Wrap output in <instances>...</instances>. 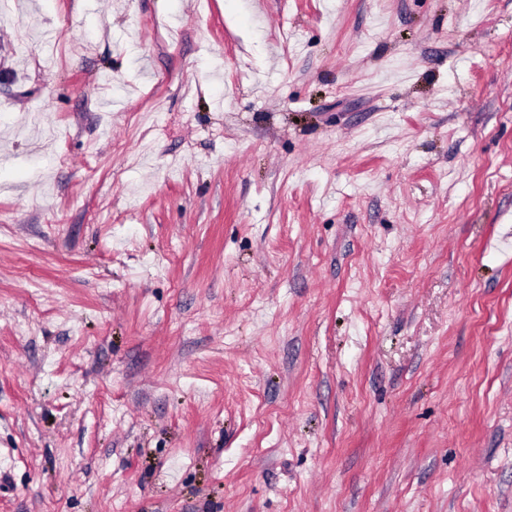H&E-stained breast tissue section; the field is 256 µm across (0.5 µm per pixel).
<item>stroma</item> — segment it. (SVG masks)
<instances>
[{
	"instance_id": "1",
	"label": "stroma",
	"mask_w": 512,
	"mask_h": 512,
	"mask_svg": "<svg viewBox=\"0 0 512 512\" xmlns=\"http://www.w3.org/2000/svg\"><path fill=\"white\" fill-rule=\"evenodd\" d=\"M0 512H512V0H6Z\"/></svg>"
}]
</instances>
